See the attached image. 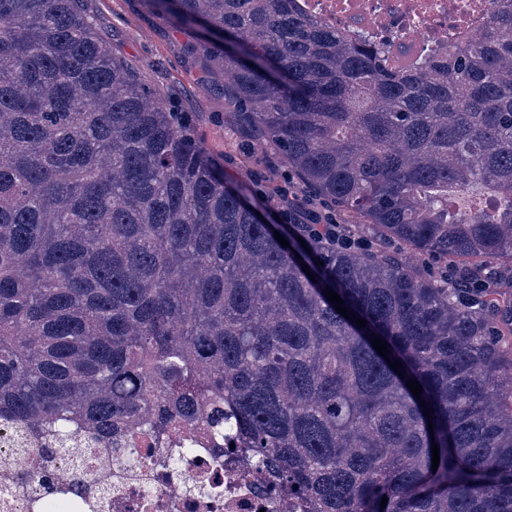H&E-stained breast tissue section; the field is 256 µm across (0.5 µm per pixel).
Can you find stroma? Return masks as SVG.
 Listing matches in <instances>:
<instances>
[{
    "label": "stroma",
    "mask_w": 512,
    "mask_h": 512,
    "mask_svg": "<svg viewBox=\"0 0 512 512\" xmlns=\"http://www.w3.org/2000/svg\"><path fill=\"white\" fill-rule=\"evenodd\" d=\"M99 36L139 82L160 97L165 108L186 112L197 124L203 145L224 165L228 180H250L254 195L266 201L272 189H292L285 175L272 178V156L255 150L239 134L234 102L224 94V74L206 61L142 0H85Z\"/></svg>",
    "instance_id": "stroma-1"
}]
</instances>
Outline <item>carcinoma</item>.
<instances>
[{
    "mask_svg": "<svg viewBox=\"0 0 512 512\" xmlns=\"http://www.w3.org/2000/svg\"><path fill=\"white\" fill-rule=\"evenodd\" d=\"M143 2L220 60L282 213L369 246L272 228L80 0H0V421L228 431L308 512H512V0L409 69L293 0Z\"/></svg>",
    "mask_w": 512,
    "mask_h": 512,
    "instance_id": "cac0c4a2",
    "label": "carcinoma"
}]
</instances>
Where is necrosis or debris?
Masks as SVG:
<instances>
[{
  "instance_id": "1",
  "label": "necrosis or debris",
  "mask_w": 512,
  "mask_h": 512,
  "mask_svg": "<svg viewBox=\"0 0 512 512\" xmlns=\"http://www.w3.org/2000/svg\"><path fill=\"white\" fill-rule=\"evenodd\" d=\"M345 38L376 44L406 65L470 37L487 24L492 0H300ZM75 445L51 464L56 491L20 476L10 431L0 430V512H280L270 481L235 477L239 463L199 433L159 446L128 443V455Z\"/></svg>"
}]
</instances>
